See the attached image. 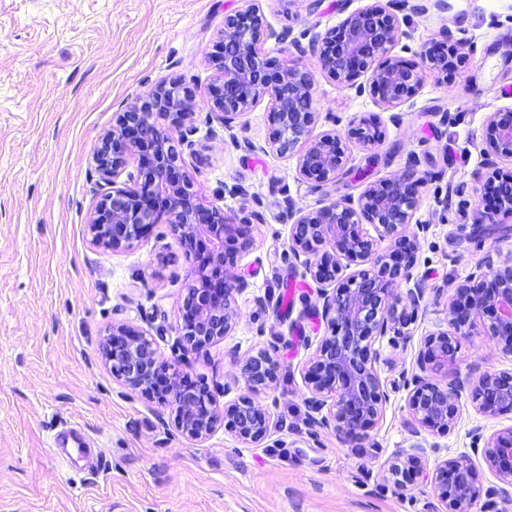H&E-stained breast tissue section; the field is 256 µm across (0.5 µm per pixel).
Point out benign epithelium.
<instances>
[{
	"instance_id": "obj_1",
	"label": "benign epithelium",
	"mask_w": 512,
	"mask_h": 512,
	"mask_svg": "<svg viewBox=\"0 0 512 512\" xmlns=\"http://www.w3.org/2000/svg\"><path fill=\"white\" fill-rule=\"evenodd\" d=\"M409 34L399 19L375 0L351 12L340 25L304 47L291 38V30L273 29L253 3L224 18L218 74L210 92L211 113L224 128L246 114L261 98L273 103L275 120L267 147L280 155L295 151L298 170L307 181L321 186L338 177L345 167L347 143L366 146L376 142L367 127L350 126L345 134L326 132L314 139L317 122L313 107V74L299 60H274L259 50L273 40L291 44L301 55L317 58L322 72L340 83H352L369 74L370 94L387 107L412 98L425 75L453 80L465 56L445 48L424 46L419 61L408 63L390 55L391 48ZM194 96L180 80L159 85L117 113L112 129L104 133L93 152L103 184L89 219L94 246L120 251L140 241L161 217L168 218L190 264V284L182 303L181 344L203 349L221 340L236 326V296L249 288L238 273V262L250 238L236 219L218 207L194 201L185 170L183 136H174L191 115ZM163 116L169 124L156 118ZM482 140L487 165L512 158V108L491 113ZM136 172L127 181L118 178L130 156ZM477 189L491 194L494 207L478 213L476 223L493 224L500 210L512 212V187L476 177ZM423 178L414 166L368 185L358 200L322 202L299 212L289 229L290 249L318 284L322 312L332 333L318 343L305 377L310 385L308 407L315 413L328 408L319 424L333 425L340 438L356 446L376 427L386 400L375 364L376 338L398 332L411 323L423 299L420 282L400 295L395 284L413 278L419 241L409 232L418 206ZM373 226L375 235L363 231ZM388 239L381 251L377 241ZM363 266L343 280L342 260ZM492 337L501 351L512 354V265L485 266L477 286L458 283L448 298V329L429 338L419 361L421 374L412 379L407 404L412 418L430 431H445L460 414L464 384L440 383L426 375L455 362L460 340L471 332ZM100 353L112 374L131 390L157 399L174 409L175 425L183 435L203 440L227 423L245 444H255L270 433L271 415L253 398L243 397L219 412L207 385L159 360L153 340L128 324L112 325L103 337ZM280 363L274 353L260 350L248 356L241 372L254 390L270 388ZM471 394L482 412L512 410V372L486 371ZM488 468L499 481L496 492L512 489V427L491 434L484 448ZM423 472L419 458L392 467L401 483ZM431 484L444 512H472L480 496L477 472L466 456L449 457L431 472Z\"/></svg>"
}]
</instances>
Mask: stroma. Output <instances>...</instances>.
<instances>
[{
	"mask_svg": "<svg viewBox=\"0 0 512 512\" xmlns=\"http://www.w3.org/2000/svg\"><path fill=\"white\" fill-rule=\"evenodd\" d=\"M371 0H258L269 25L322 37ZM407 0L398 18L410 39L392 55L413 62L438 42L467 56L452 82L427 76L415 96L389 108L321 74L315 58L314 134L370 121L379 138L352 143L336 181L318 187L297 154L266 150L272 108L261 99L232 130L209 110L224 18L244 0H0V512H442L425 480L401 487L389 474L411 456L427 464L470 458L483 489L473 512H512L493 494L487 438L512 426V411L482 413L470 395L448 431L410 428L407 395L426 340L448 327L454 285L481 262L512 263V213L474 221L483 203L471 187L485 170L481 132L490 113L512 107V0ZM178 79L194 91L181 132L197 200L249 224L240 261L249 286L239 318L200 351L178 347L189 264L167 223L131 248L95 247L88 231L98 137L137 95ZM415 165L423 184L415 214L414 277L424 300L404 335L376 341L387 401L361 446L313 423L305 369L329 332L317 284L289 249L299 211L343 198ZM240 185L245 195L231 194ZM149 334L160 358L204 382L218 407L255 395L275 423L262 442L227 426L194 440L173 411L125 387L99 355L112 323ZM276 351L278 377L253 394L239 363ZM512 371L486 336L462 339L442 382L474 366ZM78 427L103 458L65 462L52 436Z\"/></svg>",
	"mask_w": 512,
	"mask_h": 512,
	"instance_id": "obj_1",
	"label": "stroma"
}]
</instances>
